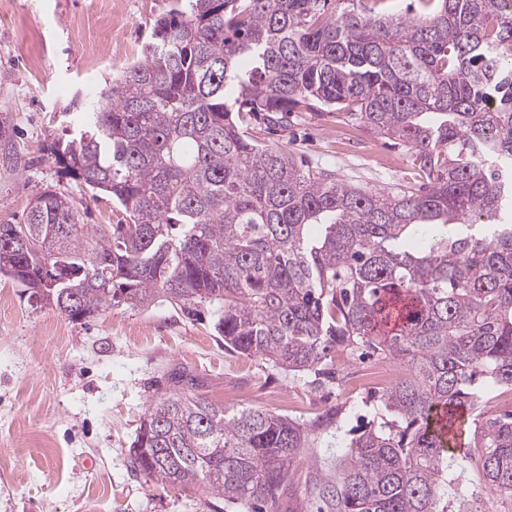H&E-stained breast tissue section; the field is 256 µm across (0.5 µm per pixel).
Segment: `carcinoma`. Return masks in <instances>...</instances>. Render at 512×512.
Here are the masks:
<instances>
[{"label":"carcinoma","instance_id":"carcinoma-1","mask_svg":"<svg viewBox=\"0 0 512 512\" xmlns=\"http://www.w3.org/2000/svg\"><path fill=\"white\" fill-rule=\"evenodd\" d=\"M329 109L419 180L365 190L251 134ZM89 114L47 151L126 223L47 188L0 224V274L73 322L217 303L224 346L284 370L361 347L405 368L325 472L312 435L337 413L229 409L175 369L186 392L148 409L133 472L272 507L304 464L316 512H475L471 466L512 503V410L482 412L512 390V0H176Z\"/></svg>","mask_w":512,"mask_h":512}]
</instances>
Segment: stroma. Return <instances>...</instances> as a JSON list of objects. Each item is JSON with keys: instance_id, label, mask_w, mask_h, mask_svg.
Masks as SVG:
<instances>
[{"instance_id": "1", "label": "stroma", "mask_w": 512, "mask_h": 512, "mask_svg": "<svg viewBox=\"0 0 512 512\" xmlns=\"http://www.w3.org/2000/svg\"><path fill=\"white\" fill-rule=\"evenodd\" d=\"M0 0V118L13 126V161L0 157V224L22 223L46 188L71 191L88 224L122 221L111 197L81 194L61 178L47 147L77 135L88 85L109 90L139 60L157 14L172 0ZM262 143L294 151L364 189L415 180L403 146L351 125L340 112H302L288 128L255 125ZM198 318L159 302L119 306L79 324L0 275V512H246L203 490L186 491L134 473L132 443L149 406L174 386L154 380L179 369L201 393L307 423L342 408L341 428L384 407L375 390L349 392L357 350L335 377L290 373L258 356L225 350L221 314Z\"/></svg>"}]
</instances>
